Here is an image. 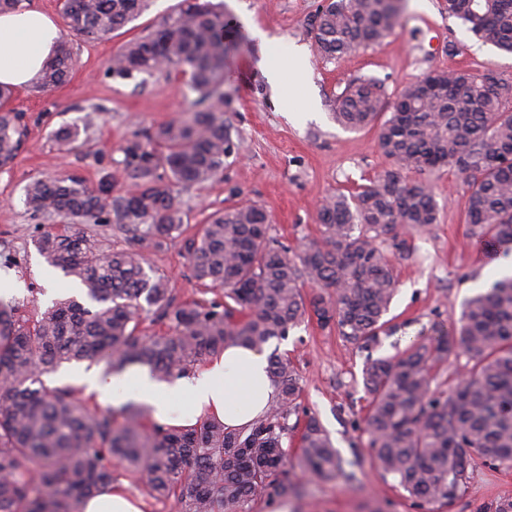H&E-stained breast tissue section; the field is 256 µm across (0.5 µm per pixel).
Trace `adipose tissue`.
<instances>
[{
	"instance_id": "1",
	"label": "adipose tissue",
	"mask_w": 512,
	"mask_h": 512,
	"mask_svg": "<svg viewBox=\"0 0 512 512\" xmlns=\"http://www.w3.org/2000/svg\"><path fill=\"white\" fill-rule=\"evenodd\" d=\"M61 40L56 20L39 8L0 12V86L15 89L36 84ZM258 67L272 87L289 82L298 93L307 90L301 55H290L279 63L263 57ZM82 381L99 403H143L150 407L153 421L169 427H192L199 417L212 416L238 430L261 418L275 398L266 353L237 344L225 345L223 353L207 360L195 374L171 381L155 379L141 367L119 375L91 373Z\"/></svg>"
}]
</instances>
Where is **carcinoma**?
<instances>
[{"mask_svg": "<svg viewBox=\"0 0 512 512\" xmlns=\"http://www.w3.org/2000/svg\"><path fill=\"white\" fill-rule=\"evenodd\" d=\"M146 0H60L73 35L99 40L135 20ZM448 16L478 39L512 54V0H444ZM401 0H322L306 22L317 55L340 60L394 33ZM224 17L210 0H182L178 11L112 57L121 78L178 67L195 95L188 115L126 140L122 180L91 188L76 176L34 179L25 187L32 217L51 221L36 248L46 262L76 278L83 301H60L33 318L0 302V512H79L81 501L124 466L176 512H248L257 497L285 498L288 463L283 439L299 413L297 371L270 358L276 398L242 430L205 419L170 428L149 421L146 407L91 408L44 376L72 361L103 362L113 371L139 364L160 380L195 372L228 342L263 349L285 339L310 310L362 351L393 327L383 320L396 291L381 245L404 257L414 234L438 223L432 176L455 169L466 184L465 224L473 243L495 260L512 255V78L463 69L432 70L385 100L372 80L351 81L335 99L336 121L360 131L377 127V147L389 167L347 195H329L318 209L320 236L293 253L268 234L266 209L249 203L213 212L186 241L193 277L224 292L207 304L174 303L165 275L147 265L143 248L162 247L183 233L185 194L217 178L235 148L224 101ZM73 59L61 48L39 88L68 82ZM0 88V169L11 166L25 136ZM94 124L59 129L71 146ZM408 171L418 174L409 180ZM128 235L114 249L96 227ZM316 289L307 296L305 286ZM165 326L147 335L141 314ZM467 356L465 376L450 387L434 370ZM362 385L368 398L369 446L424 512L464 495L477 465L512 468V276L469 298L458 325L397 358L367 357ZM297 467L319 480L355 479L360 459L344 461L314 416L300 438Z\"/></svg>", "mask_w": 512, "mask_h": 512, "instance_id": "obj_1", "label": "carcinoma"}]
</instances>
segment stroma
<instances>
[{
	"mask_svg": "<svg viewBox=\"0 0 512 512\" xmlns=\"http://www.w3.org/2000/svg\"><path fill=\"white\" fill-rule=\"evenodd\" d=\"M180 0H151L149 8L110 38L86 42L68 37L73 72L67 84L50 93L37 87L14 90L11 105L23 112L26 136L11 167L0 169V272L16 283L12 294L22 312L44 311L52 301L75 295L78 284L48 265L35 241L49 223L33 219L24 204V188L35 178L74 174L89 186L120 176L125 141L135 133L186 115L187 75L178 70L120 79L106 68L129 40L154 30L173 14ZM321 0H223L224 29L241 40L240 50L224 66V102L220 109L235 129L237 147L220 179L195 186L186 195L188 233H195L216 210L256 202L272 223L269 234L297 247L319 235L317 209L331 193H352L389 162L372 130L351 132L333 118L334 101L356 78L382 86L387 98L430 69L492 68L512 77V55L474 38L443 10V0L415 7L405 0L400 25L380 45L353 51L338 62L314 52L305 23ZM267 31L272 42L260 49L252 28ZM302 50L309 97L296 98L289 86L272 89L256 67L260 56L276 62ZM101 106L80 152L57 142L54 133L78 124L82 107ZM438 224L416 235L408 257L394 258L397 292L388 313L397 332L383 339L374 354L393 357L413 340L427 337L435 325L458 319L466 299L484 291L496 276L466 236L465 186L452 168L436 181ZM150 266L170 280L177 301L220 299L193 277L184 237L147 249ZM271 348L293 362L301 388L302 412L316 416L330 432L344 460H365L354 483L318 481L291 469L294 486L286 498L261 497L249 512H420L393 479L372 466L364 418L367 400L361 384L366 354L332 328L308 318ZM512 500V468L477 466L465 495L438 512H481L492 502Z\"/></svg>",
	"mask_w": 512,
	"mask_h": 512,
	"instance_id": "stroma-1",
	"label": "stroma"
}]
</instances>
